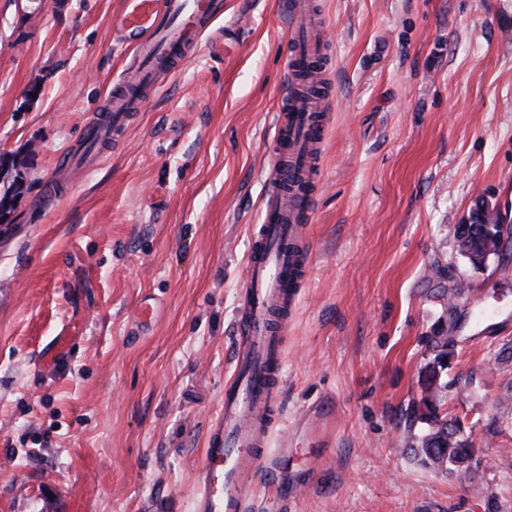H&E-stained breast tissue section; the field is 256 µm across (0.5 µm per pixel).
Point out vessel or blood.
I'll list each match as a JSON object with an SVG mask.
<instances>
[{"mask_svg": "<svg viewBox=\"0 0 512 512\" xmlns=\"http://www.w3.org/2000/svg\"><path fill=\"white\" fill-rule=\"evenodd\" d=\"M286 13L293 36L288 89L274 119L275 161L265 178L263 221L249 248L233 373L195 474L193 512H258L256 487L279 485L282 464L293 451L288 435L274 450L262 444L266 422L280 405L281 335L310 267L307 222L327 105L320 96L297 91L298 75L321 82L324 23L312 0H287ZM223 14L224 0H126L119 28L135 59L104 99L97 121L82 129L83 149L58 165L57 179L77 165L93 164L96 146L119 138L165 75L182 66Z\"/></svg>", "mask_w": 512, "mask_h": 512, "instance_id": "vessel-or-blood-1", "label": "vessel or blood"}]
</instances>
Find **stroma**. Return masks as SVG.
<instances>
[{
  "mask_svg": "<svg viewBox=\"0 0 512 512\" xmlns=\"http://www.w3.org/2000/svg\"><path fill=\"white\" fill-rule=\"evenodd\" d=\"M284 2L224 0L222 54L203 41L51 194L132 59L124 0H0V188L23 182L0 236V512L56 492L72 512H192L272 164ZM313 2L335 96L271 433L315 406L334 425L297 437L261 512H512V0ZM479 198L503 232L476 270L454 227ZM440 336L443 409L475 448L447 473L410 450Z\"/></svg>",
  "mask_w": 512,
  "mask_h": 512,
  "instance_id": "obj_1",
  "label": "stroma"
}]
</instances>
